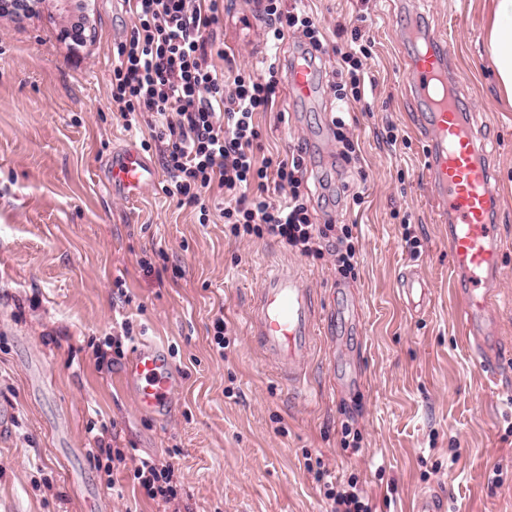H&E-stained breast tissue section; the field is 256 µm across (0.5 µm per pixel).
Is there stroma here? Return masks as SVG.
<instances>
[{"instance_id":"stroma-1","label":"stroma","mask_w":512,"mask_h":512,"mask_svg":"<svg viewBox=\"0 0 512 512\" xmlns=\"http://www.w3.org/2000/svg\"><path fill=\"white\" fill-rule=\"evenodd\" d=\"M489 0H307L330 48L324 89L311 101L282 88L257 113L256 158L304 151L313 220L348 224L359 264L341 277L332 256L313 259L270 239H232L211 189L210 223L178 206L158 172L129 198L106 186L113 152L131 147L158 163L141 131L123 127L112 99V63L133 26L127 0H39L33 14H0V512H324L306 456L337 476L356 475L378 512H412L436 491L447 512H512V105L485 53ZM448 35V74L486 151L498 196L503 269L495 330L505 359L490 380L459 326L448 279V231L425 186L419 102L407 83L410 18ZM372 41L373 81L340 108L330 85L336 26ZM266 23L237 44L216 40L210 63L262 74ZM343 119L359 160L339 155ZM395 133L396 144L386 141ZM421 243L411 256L403 222ZM151 271H143V262ZM299 267L321 312L305 395L292 393L247 323L265 271ZM418 264L431 286L424 311L399 293L402 269ZM361 324L345 335L331 316L343 296ZM228 324L227 359L212 349L216 316ZM163 347L180 376L172 413L137 410L118 384L123 360L98 368L93 343L121 333ZM359 372L354 387L342 375ZM106 423L126 451L112 473L89 456L90 429ZM361 437L344 447L342 427ZM171 463L180 497L148 499L131 470L138 457Z\"/></svg>"}]
</instances>
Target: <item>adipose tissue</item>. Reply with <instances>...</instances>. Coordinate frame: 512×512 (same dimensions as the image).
Instances as JSON below:
<instances>
[{
    "mask_svg": "<svg viewBox=\"0 0 512 512\" xmlns=\"http://www.w3.org/2000/svg\"><path fill=\"white\" fill-rule=\"evenodd\" d=\"M486 50L497 86L512 102V0H490Z\"/></svg>",
    "mask_w": 512,
    "mask_h": 512,
    "instance_id": "obj_1",
    "label": "adipose tissue"
}]
</instances>
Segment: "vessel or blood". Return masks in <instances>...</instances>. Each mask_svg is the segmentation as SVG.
<instances>
[{"label": "vessel or blood", "instance_id": "1", "mask_svg": "<svg viewBox=\"0 0 512 512\" xmlns=\"http://www.w3.org/2000/svg\"><path fill=\"white\" fill-rule=\"evenodd\" d=\"M406 36L413 45L406 79L425 110L426 190L448 226L449 269L464 334L475 357L492 373L499 363L491 309L501 278L502 235L491 218L496 194L490 168L457 95L448 88L449 41L415 19ZM288 85L303 100L315 99L322 91L315 68L306 64L289 68ZM110 174L113 186L130 197L145 193L157 179L152 164L132 148L113 156ZM317 320L311 290L296 268L275 266L265 273L253 297L248 330L296 392L306 389ZM121 383L134 393L142 412L171 411L176 375L164 351L153 343L144 342L135 350Z\"/></svg>", "mask_w": 512, "mask_h": 512}]
</instances>
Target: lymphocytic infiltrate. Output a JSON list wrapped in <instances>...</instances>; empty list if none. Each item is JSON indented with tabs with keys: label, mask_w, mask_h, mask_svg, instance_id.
I'll return each instance as SVG.
<instances>
[{
	"label": "lymphocytic infiltrate",
	"mask_w": 512,
	"mask_h": 512,
	"mask_svg": "<svg viewBox=\"0 0 512 512\" xmlns=\"http://www.w3.org/2000/svg\"><path fill=\"white\" fill-rule=\"evenodd\" d=\"M134 19L129 39L118 49L112 69V98L121 106L126 128L138 127L143 114L155 115L152 138L168 175L165 194L178 205L199 210L210 221L205 194L219 186L232 199L223 217L230 237H270L305 257L333 256L341 275L354 272L359 251L349 225H318L310 219L311 200L303 187L304 158L254 160L260 137L255 115L272 108L281 83L280 64L271 62L265 76L237 72L225 90L208 63L219 22L218 0H131ZM280 0H266L265 13L274 40L284 28L301 31L300 61L312 64L326 48L315 19L300 7L281 10ZM367 46L341 53L333 92L342 104L360 101L365 91ZM284 190L285 202L271 193ZM311 473L328 512H377L356 476L339 481L323 463ZM133 478L145 495L165 503L178 495L171 464L154 457L136 459Z\"/></svg>",
	"instance_id": "obj_1"
}]
</instances>
